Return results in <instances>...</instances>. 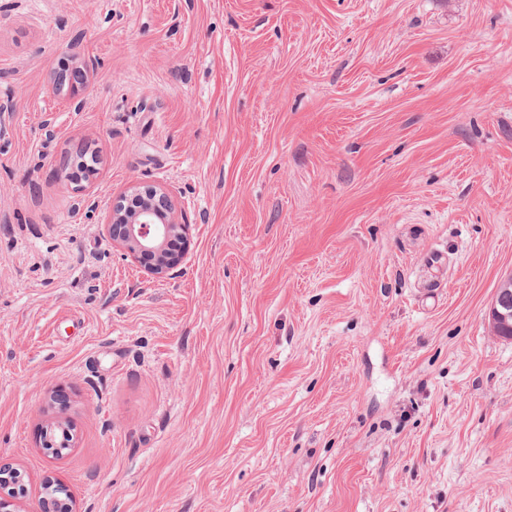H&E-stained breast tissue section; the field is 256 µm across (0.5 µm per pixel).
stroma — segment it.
<instances>
[{
    "label": "stroma",
    "mask_w": 512,
    "mask_h": 512,
    "mask_svg": "<svg viewBox=\"0 0 512 512\" xmlns=\"http://www.w3.org/2000/svg\"><path fill=\"white\" fill-rule=\"evenodd\" d=\"M152 185L164 279L103 224ZM510 275L512 0H0L21 512L47 476L77 512H512ZM487 319L495 335L512 339V276L499 284ZM57 430L62 434V441L59 444L54 445V448H46L48 447V434H54V432ZM41 438L44 442L43 447L46 448L53 456L59 457L63 455L64 450L72 447L74 435L71 432L70 426L65 421L55 420L46 426L45 430H43Z\"/></svg>",
    "instance_id": "obj_1"
}]
</instances>
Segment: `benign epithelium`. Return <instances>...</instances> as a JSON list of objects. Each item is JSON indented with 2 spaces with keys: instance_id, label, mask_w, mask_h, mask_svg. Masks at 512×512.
Instances as JSON below:
<instances>
[{
  "instance_id": "obj_1",
  "label": "benign epithelium",
  "mask_w": 512,
  "mask_h": 512,
  "mask_svg": "<svg viewBox=\"0 0 512 512\" xmlns=\"http://www.w3.org/2000/svg\"><path fill=\"white\" fill-rule=\"evenodd\" d=\"M139 205L126 206L129 194L124 192L112 199L107 209L105 224L112 244L138 261L145 262L144 272L152 279H164L179 266L184 256L168 248L173 236L187 233L188 225L181 224L176 215L170 190L165 186H151L144 191H134ZM488 325L497 335L512 339V276L499 284L489 308ZM60 431L62 441L49 453L55 457L73 445L74 435L63 420L50 422L43 430V447L48 448V435ZM59 483L47 479L43 482L41 512H74L72 500L61 498Z\"/></svg>"
}]
</instances>
